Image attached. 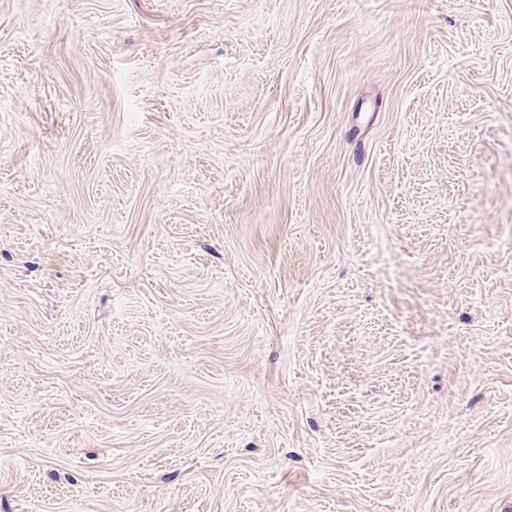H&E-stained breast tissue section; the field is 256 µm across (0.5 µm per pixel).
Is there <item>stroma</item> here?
I'll return each instance as SVG.
<instances>
[{
	"instance_id": "1",
	"label": "stroma",
	"mask_w": 512,
	"mask_h": 512,
	"mask_svg": "<svg viewBox=\"0 0 512 512\" xmlns=\"http://www.w3.org/2000/svg\"><path fill=\"white\" fill-rule=\"evenodd\" d=\"M0 512H512V0H0Z\"/></svg>"
}]
</instances>
